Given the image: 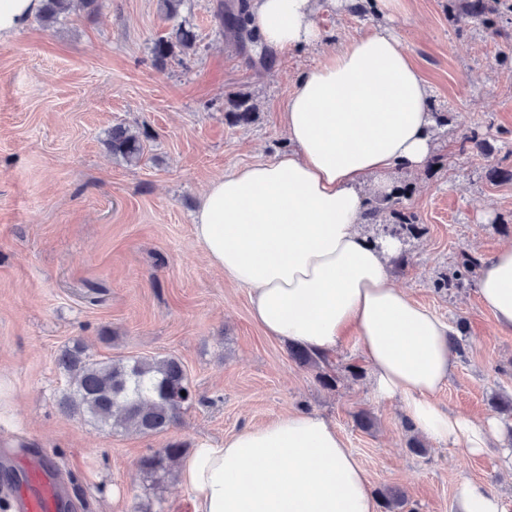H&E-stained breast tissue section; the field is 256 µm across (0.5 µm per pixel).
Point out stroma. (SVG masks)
I'll use <instances>...</instances> for the list:
<instances>
[{
	"label": "stroma",
	"instance_id": "obj_1",
	"mask_svg": "<svg viewBox=\"0 0 512 512\" xmlns=\"http://www.w3.org/2000/svg\"><path fill=\"white\" fill-rule=\"evenodd\" d=\"M355 0H327L314 16L320 44L271 55L267 64L225 37L219 0H183L166 19L161 0H105L54 28L39 18L0 42V448L49 451L80 504L79 512H193L176 476H150L143 457L168 442L216 444L263 426L284 410L335 423L375 490L403 491L404 512H457L463 485L479 482L512 512V416L494 396L512 397V333L501 332L477 286L435 291L462 253L491 258L512 242V38L491 41L448 19V0H402L363 15ZM197 35L194 53L165 65L155 39L178 25ZM407 47L426 81L441 166L394 171L413 193L406 205L424 227L406 244L408 263L393 283L450 324L457 356L438 405L474 419L493 418L500 439L483 455L445 443L416 454L399 402L374 394L356 339L329 360L336 385L323 387L288 347L268 339L250 314L247 289L212 268L193 234L207 182L287 151L282 107L301 76L376 26ZM248 97L246 126L231 125L224 102ZM121 123L142 133L139 163L112 156L105 139ZM480 128L494 147L461 154L462 136ZM81 343L94 358L173 356L196 392L167 433L97 430L60 401L68 379L62 350ZM366 409L371 430L351 414Z\"/></svg>",
	"mask_w": 512,
	"mask_h": 512
}]
</instances>
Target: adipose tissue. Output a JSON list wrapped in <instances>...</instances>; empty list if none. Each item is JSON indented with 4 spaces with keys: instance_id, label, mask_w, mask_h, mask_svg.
<instances>
[{
    "instance_id": "ef3b65f1",
    "label": "adipose tissue",
    "mask_w": 512,
    "mask_h": 512,
    "mask_svg": "<svg viewBox=\"0 0 512 512\" xmlns=\"http://www.w3.org/2000/svg\"><path fill=\"white\" fill-rule=\"evenodd\" d=\"M317 0H250L260 47L320 42ZM290 147L270 161L214 179L194 236L210 264L248 288L265 334L316 355L354 332L380 398L433 443L482 453L498 439L482 423L441 409L436 396L455 366L452 326L397 288V241L360 233L369 175L425 168L433 152L429 88L401 40L375 27L304 74L283 109ZM478 294L512 332V245L480 269ZM194 512H378L365 471L334 424L289 411L194 449L178 471Z\"/></svg>"
}]
</instances>
